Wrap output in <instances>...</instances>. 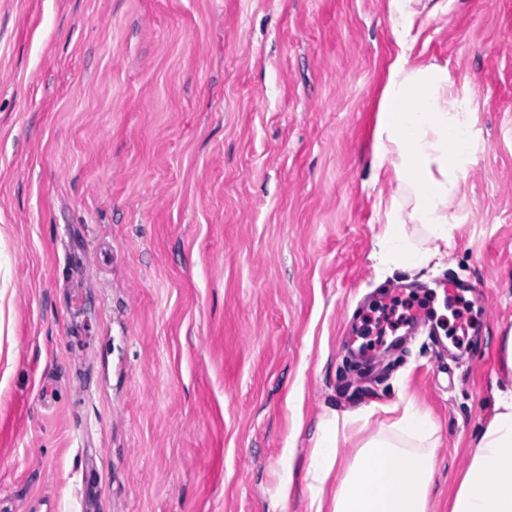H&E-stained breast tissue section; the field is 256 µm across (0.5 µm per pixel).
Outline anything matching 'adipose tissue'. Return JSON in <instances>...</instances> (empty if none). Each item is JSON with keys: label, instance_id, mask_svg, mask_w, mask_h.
<instances>
[{"label": "adipose tissue", "instance_id": "ef3b65f1", "mask_svg": "<svg viewBox=\"0 0 512 512\" xmlns=\"http://www.w3.org/2000/svg\"><path fill=\"white\" fill-rule=\"evenodd\" d=\"M420 0H393L397 52L378 103L371 148L376 170L392 172L400 196L383 208L375 258L410 267L444 259L453 239L451 212L474 152L473 114L436 63H415L410 51ZM421 225L425 245L406 233ZM398 417L367 433L370 411L334 413L318 426L307 469L313 512H429L436 470L437 425L412 398L393 404ZM365 438L346 466L338 464L341 436ZM450 512H512V388L496 390L491 418L481 428Z\"/></svg>", "mask_w": 512, "mask_h": 512}]
</instances>
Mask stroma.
Masks as SVG:
<instances>
[{"mask_svg": "<svg viewBox=\"0 0 512 512\" xmlns=\"http://www.w3.org/2000/svg\"><path fill=\"white\" fill-rule=\"evenodd\" d=\"M431 2L412 55L478 148L448 258L404 271L372 257L390 0H0V512H309L319 422L403 391L449 512L507 380L512 0ZM448 276L485 283L479 335L361 374L374 295L443 316Z\"/></svg>", "mask_w": 512, "mask_h": 512, "instance_id": "obj_1", "label": "stroma"}]
</instances>
